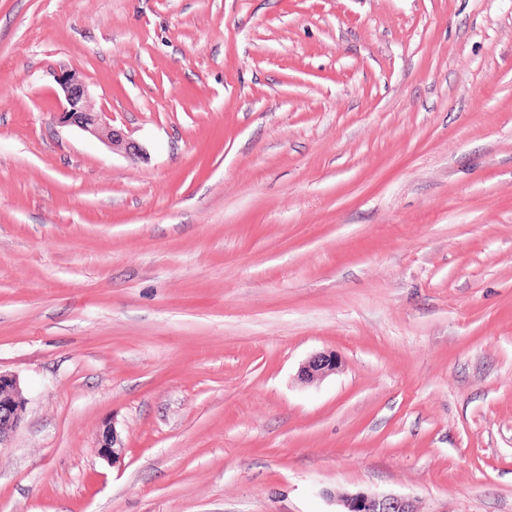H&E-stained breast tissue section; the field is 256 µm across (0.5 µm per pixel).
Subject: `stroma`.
<instances>
[{
    "label": "stroma",
    "instance_id": "35a3bbf8",
    "mask_svg": "<svg viewBox=\"0 0 512 512\" xmlns=\"http://www.w3.org/2000/svg\"><path fill=\"white\" fill-rule=\"evenodd\" d=\"M0 371V512H512V0H0ZM54 81L63 95L55 119L63 126H76L85 134L112 148V152H122L136 156L141 147L122 130L115 128L108 112H94L90 106L89 88L86 82L73 69L60 66L53 71ZM339 368V360L333 351H319L310 355L299 369L300 379L306 383L321 380ZM26 404L18 379L0 371V446L19 427ZM99 441V451L104 458L112 460V463L121 461L125 447L122 445L113 425L112 427H104ZM341 502L345 509L341 512H418L409 498L393 493H345L341 497Z\"/></svg>",
    "mask_w": 512,
    "mask_h": 512
}]
</instances>
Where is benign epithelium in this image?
<instances>
[{"mask_svg":"<svg viewBox=\"0 0 512 512\" xmlns=\"http://www.w3.org/2000/svg\"><path fill=\"white\" fill-rule=\"evenodd\" d=\"M54 81L63 95L55 119L63 126H75L90 137L106 144L114 152L136 156L141 147L122 130L112 125L107 112H95L90 106L89 88L73 69L61 66L53 71ZM339 368V360L332 351H319L310 355L299 369L300 379L306 383L321 380ZM26 408V398L18 379L0 372V444L19 427ZM101 455L117 463L125 447L115 427H104L100 437ZM344 512H417L413 502L393 493L376 494L367 491L345 493L341 497Z\"/></svg>","mask_w":512,"mask_h":512,"instance_id":"obj_1","label":"benign epithelium"}]
</instances>
